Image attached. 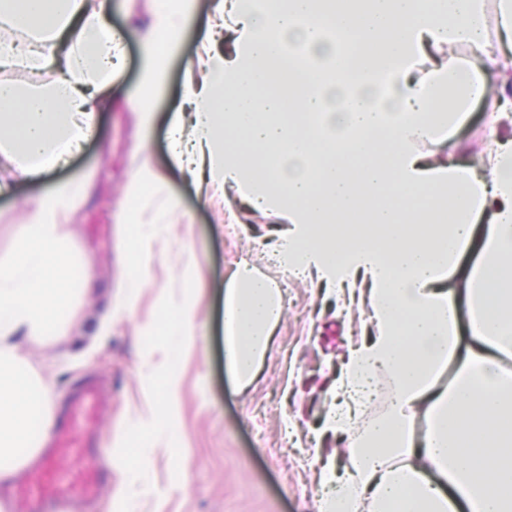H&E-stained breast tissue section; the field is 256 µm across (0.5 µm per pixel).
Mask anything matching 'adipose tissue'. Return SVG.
Segmentation results:
<instances>
[{"label":"adipose tissue","mask_w":512,"mask_h":512,"mask_svg":"<svg viewBox=\"0 0 512 512\" xmlns=\"http://www.w3.org/2000/svg\"><path fill=\"white\" fill-rule=\"evenodd\" d=\"M195 11L150 0L137 27L141 137ZM210 15L168 113L172 164L203 203L234 197L223 222L274 218L278 262L365 309L319 428L344 437L346 460L319 459L317 512H512V0H211ZM125 57L108 0H0V194L93 137ZM480 104L486 138L468 161L458 133ZM89 187L84 175L29 201L0 264V482L52 427H32L52 392L15 340L63 329L76 290L62 228ZM128 204L130 223L178 221L149 161ZM282 312L275 283L239 263L224 295L239 387ZM381 372L394 391L359 423Z\"/></svg>","instance_id":"1"}]
</instances>
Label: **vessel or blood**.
I'll use <instances>...</instances> for the list:
<instances>
[{
  "label": "vessel or blood",
  "instance_id": "obj_1",
  "mask_svg": "<svg viewBox=\"0 0 512 512\" xmlns=\"http://www.w3.org/2000/svg\"><path fill=\"white\" fill-rule=\"evenodd\" d=\"M102 392L97 381L86 379L74 389L69 406L57 420L49 456L30 473L11 512H33L47 503V512H69L70 507L102 495L107 475L94 460L101 444Z\"/></svg>",
  "mask_w": 512,
  "mask_h": 512
}]
</instances>
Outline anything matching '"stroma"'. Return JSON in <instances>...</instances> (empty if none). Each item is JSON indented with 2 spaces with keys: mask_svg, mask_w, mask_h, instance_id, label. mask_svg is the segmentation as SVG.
<instances>
[{
  "mask_svg": "<svg viewBox=\"0 0 512 512\" xmlns=\"http://www.w3.org/2000/svg\"><path fill=\"white\" fill-rule=\"evenodd\" d=\"M187 35L174 61L157 108L148 153L137 150V114L126 104L139 73L137 35L128 38L124 80L112 90L111 110L100 112L97 132L69 164L41 183L17 184L0 196V264L8 262L24 232V206L49 185L91 174L85 204L65 225L79 294L65 335L41 345H20L29 368L52 388L58 410L74 385L90 376L110 387L112 402L104 429L108 446L101 460L109 495L88 512H315L322 493L314 452H339L335 441L315 442L309 432L328 409L330 391L357 322L336 302L324 299L310 279H292L286 307L254 381L237 389L224 362V289L240 262L270 279L279 268L269 258L272 224L259 212L248 224H220L221 207L200 205L194 188L171 169L166 150L168 109L180 101L184 63L195 54ZM150 158L168 176V188L191 213L189 224L170 225L164 250H153L136 296H129L123 242L128 234H152L151 225L124 221L131 170ZM188 296L192 331L187 336L147 333L160 324L162 301ZM176 374L179 438L152 430L163 399V379ZM145 426L140 445L127 438L131 426ZM185 445L187 468L175 471L170 457ZM152 459L148 474L123 472L122 461L137 451Z\"/></svg>",
  "mask_w": 512,
  "mask_h": 512,
  "instance_id": "1",
  "label": "stroma"
}]
</instances>
